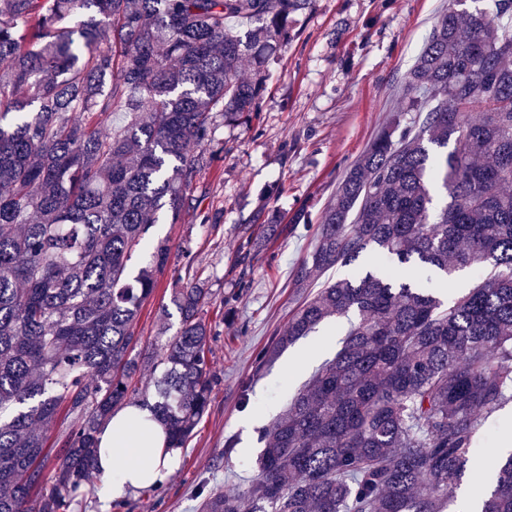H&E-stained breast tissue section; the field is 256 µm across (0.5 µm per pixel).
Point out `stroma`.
Returning <instances> with one entry per match:
<instances>
[{
	"label": "stroma",
	"instance_id": "obj_1",
	"mask_svg": "<svg viewBox=\"0 0 512 512\" xmlns=\"http://www.w3.org/2000/svg\"><path fill=\"white\" fill-rule=\"evenodd\" d=\"M449 0H310L295 16V37L269 63L268 87L252 125L218 122L206 148L210 164L198 176L200 202L181 223L154 225L150 236L168 241L169 263L138 319L137 351L151 358L180 327L171 301L185 271L211 290L203 316L212 328L210 361L218 378L179 463L156 490L135 489L110 512H197L202 485L241 491L256 471L257 438H244L241 421L267 426L294 391L331 357L347 329L332 320L298 340L263 372L255 356L315 289L350 268L332 269L299 288L293 274L313 247L314 227L296 222L300 211L318 216L345 170L402 105V81ZM263 208L284 219L268 233L247 274L236 255L242 231ZM224 219L205 223L207 213ZM512 431V400L478 428L476 471ZM234 450L225 453V442Z\"/></svg>",
	"mask_w": 512,
	"mask_h": 512
}]
</instances>
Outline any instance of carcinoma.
<instances>
[{
  "label": "carcinoma",
  "mask_w": 512,
  "mask_h": 512,
  "mask_svg": "<svg viewBox=\"0 0 512 512\" xmlns=\"http://www.w3.org/2000/svg\"><path fill=\"white\" fill-rule=\"evenodd\" d=\"M308 2L0 0V512H67L92 494L97 432L139 392L134 323L170 257L148 232L196 207L214 119L250 122L268 55ZM511 22L512 0H495L432 28L403 113L337 183L294 282L367 251L376 264L319 289L256 361L334 317L349 324L341 346L261 431L246 490L201 491L199 512H444L478 419L512 387ZM259 247L246 228L241 261ZM137 251L149 261L134 275ZM463 269L479 279L447 304L401 276ZM210 295L194 275L174 289L180 328L154 358L169 448L192 438L216 383ZM495 471L481 512H512V452Z\"/></svg>",
  "instance_id": "1"
}]
</instances>
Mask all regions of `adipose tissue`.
<instances>
[{"label":"adipose tissue","mask_w":512,"mask_h":512,"mask_svg":"<svg viewBox=\"0 0 512 512\" xmlns=\"http://www.w3.org/2000/svg\"><path fill=\"white\" fill-rule=\"evenodd\" d=\"M146 410L127 405L112 414L98 433L97 466L103 475L98 497L102 506L145 485H161L178 463L175 449L166 445L165 431L159 424L141 428Z\"/></svg>","instance_id":"obj_1"}]
</instances>
